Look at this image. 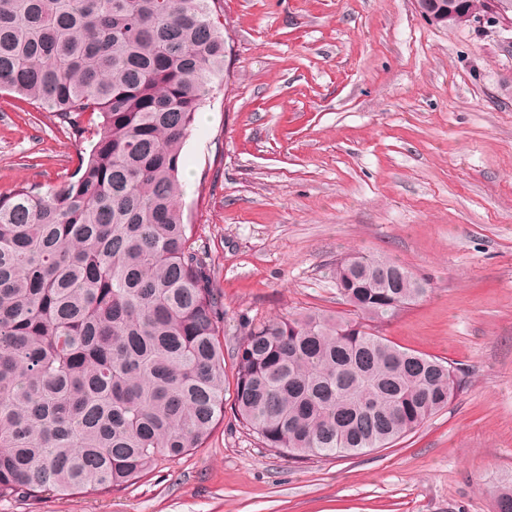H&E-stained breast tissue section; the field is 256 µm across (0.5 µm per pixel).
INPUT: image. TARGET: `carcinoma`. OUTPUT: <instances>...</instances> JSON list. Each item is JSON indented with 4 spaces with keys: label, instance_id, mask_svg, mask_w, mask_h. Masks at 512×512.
<instances>
[{
    "label": "carcinoma",
    "instance_id": "obj_1",
    "mask_svg": "<svg viewBox=\"0 0 512 512\" xmlns=\"http://www.w3.org/2000/svg\"><path fill=\"white\" fill-rule=\"evenodd\" d=\"M225 57L209 0H0V92L91 135L63 181L0 196V502L125 490L224 418L223 304L179 173ZM331 278L349 312L251 320L235 353L239 422L291 459L388 448L461 382L380 333L427 280L360 254ZM495 501L512 512V478Z\"/></svg>",
    "mask_w": 512,
    "mask_h": 512
}]
</instances>
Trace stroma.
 Segmentation results:
<instances>
[{"instance_id":"1","label":"stroma","mask_w":512,"mask_h":512,"mask_svg":"<svg viewBox=\"0 0 512 512\" xmlns=\"http://www.w3.org/2000/svg\"><path fill=\"white\" fill-rule=\"evenodd\" d=\"M227 69L183 151L184 211L224 304V372L243 325L344 311L331 270L398 261L428 295L387 322L452 362L446 408L389 448L294 461L234 415L135 486L0 502V512H496L512 477V47L441 28L415 0H215ZM90 142L0 95V195L72 174Z\"/></svg>"}]
</instances>
